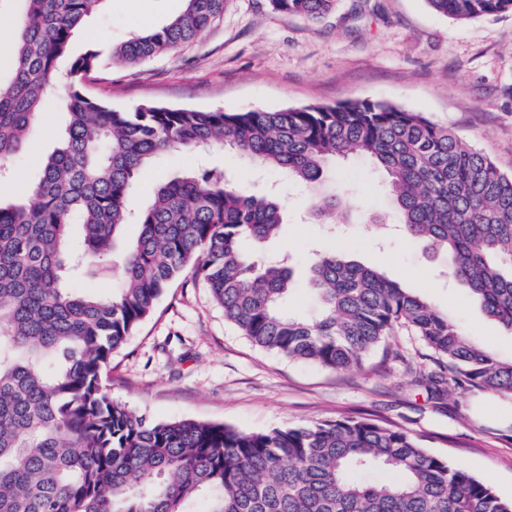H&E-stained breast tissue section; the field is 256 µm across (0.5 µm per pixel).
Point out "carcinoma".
I'll use <instances>...</instances> for the list:
<instances>
[{
    "instance_id": "carcinoma-1",
    "label": "carcinoma",
    "mask_w": 512,
    "mask_h": 512,
    "mask_svg": "<svg viewBox=\"0 0 512 512\" xmlns=\"http://www.w3.org/2000/svg\"><path fill=\"white\" fill-rule=\"evenodd\" d=\"M0 86V184L25 147L44 103L66 120L27 195L0 202V512H512V499L461 460L422 448L397 426L340 418L248 432L193 419L153 421L112 397V354L192 268L256 346L336 372L360 369L398 326L438 356L414 370L442 396L474 387L512 396V360L472 341L448 314L380 271L336 249L310 264L319 307L308 321L283 304L288 261L254 259L247 245L278 235L284 206L270 193L232 185L224 172L165 179L131 215L132 186L171 148L224 145L310 193L320 218L347 223L345 192L325 189L336 160L384 173L383 191L406 236L448 253L449 276L512 332V176L424 113L381 101L275 111L197 110L140 104L115 110L84 90L102 64L95 49L60 58L101 0H26ZM318 21L336 0H271ZM457 21L512 11V0H427ZM224 14V0H186L167 26L112 51L135 64L194 41ZM141 227L124 241L130 217ZM125 243L122 260L113 255ZM115 277L112 294L74 282ZM379 466L393 477L367 483Z\"/></svg>"
}]
</instances>
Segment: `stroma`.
Listing matches in <instances>:
<instances>
[{
  "mask_svg": "<svg viewBox=\"0 0 512 512\" xmlns=\"http://www.w3.org/2000/svg\"><path fill=\"white\" fill-rule=\"evenodd\" d=\"M185 6L186 0H102L75 33L72 55L91 46L109 51L137 37V24L162 28ZM24 12L23 0H0L2 84L15 70L9 46ZM85 89L117 110L144 102L227 112L391 102L452 128L512 175L510 11L459 22L433 12L427 0H337L331 14L313 23L274 10L270 0H224L221 20L194 42L140 64L101 65ZM63 122L58 102L46 103L16 162L15 188L38 179ZM199 166L224 170L236 186L280 195L286 213L280 236L250 252L258 259L291 256L288 315L316 317L306 269L314 252L336 248L429 297L472 340L512 358V333L446 278V256L380 234L393 220V205L382 175L363 161L350 159L332 171L331 188L346 190L351 205L350 224L337 229L310 216L307 194L283 175L221 146L156 156L134 185L136 207L150 204L152 184ZM411 365L434 367L431 352L404 329L370 355L364 370L346 374L259 348L225 321L207 288L184 276L113 354L108 384L114 398L155 420L191 418L246 431L344 417L396 425L434 455L463 459L474 476L511 499L512 425H498L495 416L512 398L475 388L440 397L428 384L413 383Z\"/></svg>",
  "mask_w": 512,
  "mask_h": 512,
  "instance_id": "obj_1",
  "label": "stroma"
}]
</instances>
